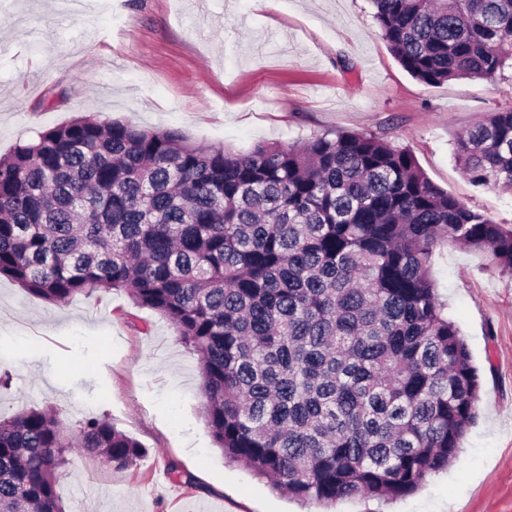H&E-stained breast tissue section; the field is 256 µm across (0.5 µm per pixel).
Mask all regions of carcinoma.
Returning <instances> with one entry per match:
<instances>
[{
    "instance_id": "carcinoma-1",
    "label": "carcinoma",
    "mask_w": 512,
    "mask_h": 512,
    "mask_svg": "<svg viewBox=\"0 0 512 512\" xmlns=\"http://www.w3.org/2000/svg\"><path fill=\"white\" fill-rule=\"evenodd\" d=\"M419 82L512 70V0H371ZM475 187L512 189V106L460 135ZM462 246L512 275V224L433 184L372 133L248 153L84 115L0 158V276L49 304L96 288L174 326L200 365L203 416L229 460L294 499L414 493L475 424L482 385L431 277ZM79 448L114 469L145 453L106 420L0 417V512H64Z\"/></svg>"
}]
</instances>
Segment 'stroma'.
<instances>
[{"instance_id":"stroma-1","label":"stroma","mask_w":512,"mask_h":512,"mask_svg":"<svg viewBox=\"0 0 512 512\" xmlns=\"http://www.w3.org/2000/svg\"><path fill=\"white\" fill-rule=\"evenodd\" d=\"M373 13L370 0H0V155L89 114L241 153L372 133L410 149L441 189L512 222V192L475 188L453 158L456 137L512 104V88L418 82ZM432 277L479 369L478 418L452 466L413 494L329 512H512V275L448 247ZM200 383L171 323L127 294L53 306L0 277V414L51 405L68 433L105 419L146 450L117 471L69 449L57 486L66 512H319L225 461Z\"/></svg>"}]
</instances>
